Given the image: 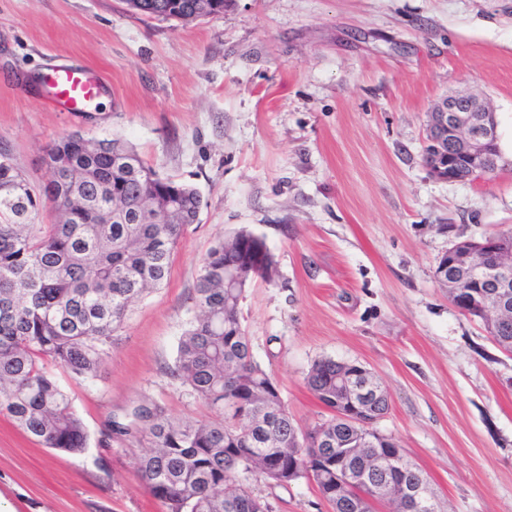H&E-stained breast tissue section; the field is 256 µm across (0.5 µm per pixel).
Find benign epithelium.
Here are the masks:
<instances>
[{
    "label": "benign epithelium",
    "mask_w": 512,
    "mask_h": 512,
    "mask_svg": "<svg viewBox=\"0 0 512 512\" xmlns=\"http://www.w3.org/2000/svg\"><path fill=\"white\" fill-rule=\"evenodd\" d=\"M498 125L495 113L486 101L473 94L452 92L441 98L430 112L425 146L428 148L427 166L440 179L449 181H475L498 169L495 145ZM238 260L224 265V286L242 294L258 276V268L265 263L267 245L264 239L251 232L236 238ZM512 252L503 249L499 240L485 237L468 245L461 243L448 249L435 270L436 278L448 282V265L466 273L470 283L491 289L476 307L471 305L467 292L456 290L453 305L462 312L474 310L484 316L489 331L495 336L505 334L512 327V315L507 312L509 284L505 260ZM370 370L357 363L345 364V371L337 375V416L362 418L367 416V431L359 446L372 448L375 455H358L360 467L349 469L345 459H336V494L349 498H363L370 503L392 505L400 502L408 512H436L439 499L434 488L423 481L399 483L391 478L376 479L383 471L392 474L407 467L408 459L402 448H382L388 436L373 429L379 420L380 409L389 401L381 385L369 376Z\"/></svg>",
    "instance_id": "1"
}]
</instances>
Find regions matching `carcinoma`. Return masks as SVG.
<instances>
[{"mask_svg": "<svg viewBox=\"0 0 512 512\" xmlns=\"http://www.w3.org/2000/svg\"><path fill=\"white\" fill-rule=\"evenodd\" d=\"M165 2L185 19L209 7V0ZM116 150L136 154L115 139L60 138L47 151L58 175L40 192L0 153V412L44 447L71 454L86 450L88 436L44 361L95 378L131 305L167 280L183 229L202 208L196 187L158 174L140 157L137 167L119 165ZM148 174L156 176L153 189ZM154 190L176 198L179 210L155 220L135 208ZM48 205L58 221L35 223ZM232 245L221 240L202 260L173 370L213 419L174 421L157 406L136 409L149 443L138 459L142 479L166 512H270L248 481L276 483L291 468L290 481L313 482L332 512H358L331 495L336 484L322 461L336 458V443L315 445L312 429L293 441L295 423L279 387L253 358L238 296L224 287V249ZM339 368L324 357L306 377L327 408ZM325 424L347 444L364 433L334 416Z\"/></svg>", "mask_w": 512, "mask_h": 512, "instance_id": "cac0c4a2", "label": "carcinoma"}]
</instances>
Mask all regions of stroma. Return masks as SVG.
Here are the masks:
<instances>
[{
  "mask_svg": "<svg viewBox=\"0 0 512 512\" xmlns=\"http://www.w3.org/2000/svg\"><path fill=\"white\" fill-rule=\"evenodd\" d=\"M58 62L104 76L92 118L34 86ZM460 89L498 121L502 166L474 182L422 159L433 105ZM75 132L132 146L203 208L98 376L51 369L88 449L45 448L0 414V495L15 512H165L138 470L148 442L133 413L209 418L172 369L203 257L242 230L277 262L241 316L294 421L331 416L306 386L315 360L361 364L390 396L377 430L445 512H512V354L435 276L456 241L512 228V0H229L190 21L127 0H0V152L38 188L48 146ZM250 487L272 512H332L305 479Z\"/></svg>",
  "mask_w": 512,
  "mask_h": 512,
  "instance_id": "stroma-1",
  "label": "stroma"
}]
</instances>
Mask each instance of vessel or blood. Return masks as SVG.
<instances>
[{
    "instance_id": "b4317fda",
    "label": "vessel or blood",
    "mask_w": 512,
    "mask_h": 512,
    "mask_svg": "<svg viewBox=\"0 0 512 512\" xmlns=\"http://www.w3.org/2000/svg\"><path fill=\"white\" fill-rule=\"evenodd\" d=\"M42 86L56 111L77 118L95 109L105 93L98 71L68 62L56 64L44 73Z\"/></svg>"
}]
</instances>
